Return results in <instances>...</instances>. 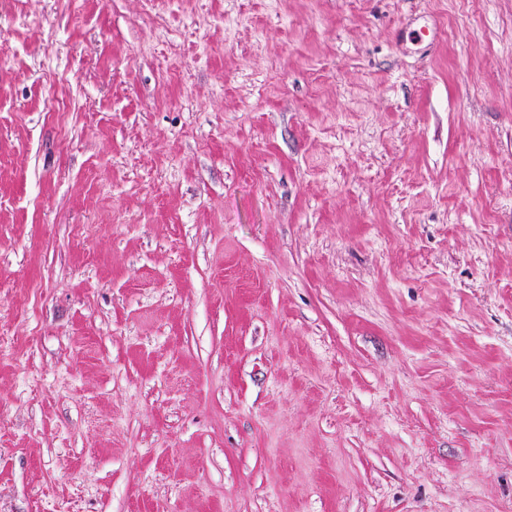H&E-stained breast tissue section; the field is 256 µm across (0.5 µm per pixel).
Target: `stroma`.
<instances>
[{
  "instance_id": "35a3bbf8",
  "label": "stroma",
  "mask_w": 512,
  "mask_h": 512,
  "mask_svg": "<svg viewBox=\"0 0 512 512\" xmlns=\"http://www.w3.org/2000/svg\"><path fill=\"white\" fill-rule=\"evenodd\" d=\"M0 512H512V0H0Z\"/></svg>"
}]
</instances>
